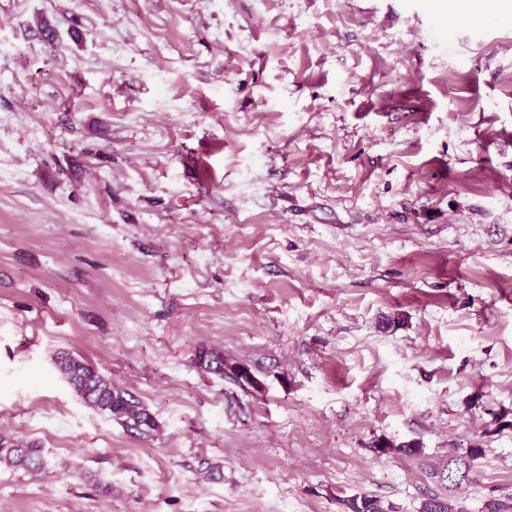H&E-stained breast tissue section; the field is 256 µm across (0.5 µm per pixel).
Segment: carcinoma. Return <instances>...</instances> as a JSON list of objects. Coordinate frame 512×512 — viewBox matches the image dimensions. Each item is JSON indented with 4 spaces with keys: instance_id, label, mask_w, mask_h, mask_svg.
I'll return each instance as SVG.
<instances>
[{
    "instance_id": "carcinoma-1",
    "label": "carcinoma",
    "mask_w": 512,
    "mask_h": 512,
    "mask_svg": "<svg viewBox=\"0 0 512 512\" xmlns=\"http://www.w3.org/2000/svg\"><path fill=\"white\" fill-rule=\"evenodd\" d=\"M205 371L224 374V356L202 349L196 357ZM55 367L73 393L88 408L103 413L139 435L150 436L157 421L146 405L133 393L116 385L93 365L63 353L56 357ZM0 465L27 473L44 469L46 458L42 447L9 433L0 432ZM349 512H392V505L367 496H356L346 502ZM420 512H462L437 494L423 501Z\"/></svg>"
}]
</instances>
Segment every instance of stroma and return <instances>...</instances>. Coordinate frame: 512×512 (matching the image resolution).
<instances>
[{
    "instance_id": "35a3bbf8",
    "label": "stroma",
    "mask_w": 512,
    "mask_h": 512,
    "mask_svg": "<svg viewBox=\"0 0 512 512\" xmlns=\"http://www.w3.org/2000/svg\"><path fill=\"white\" fill-rule=\"evenodd\" d=\"M0 431V512H512V0H0ZM55 367L89 409L109 416L139 435L148 437L157 430V421L146 405L93 365L63 353L56 357ZM0 465L27 473H38L44 469L46 458L38 443L1 431ZM469 458V466L471 468L470 478L466 482H460V483H453L449 480L448 472L451 469V466L453 462L456 460V457L458 455H453L450 458H448V461L441 467H434V472L436 476L440 478L442 482L448 481L452 486H448V483L446 482V487H448V490L458 489L462 487L464 484H469L473 479V474L475 471V461L480 457L481 455V448H469V451L464 454Z\"/></svg>"
}]
</instances>
